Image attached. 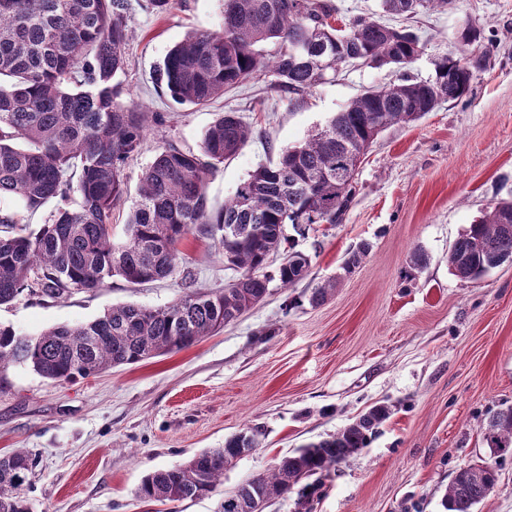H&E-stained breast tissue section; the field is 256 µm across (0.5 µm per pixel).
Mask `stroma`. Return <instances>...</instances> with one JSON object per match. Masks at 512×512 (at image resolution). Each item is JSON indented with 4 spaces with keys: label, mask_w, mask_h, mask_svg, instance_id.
<instances>
[{
    "label": "stroma",
    "mask_w": 512,
    "mask_h": 512,
    "mask_svg": "<svg viewBox=\"0 0 512 512\" xmlns=\"http://www.w3.org/2000/svg\"><path fill=\"white\" fill-rule=\"evenodd\" d=\"M128 23L121 99L165 122L126 166L129 193L112 223L118 242L126 238L139 177L162 142L198 150L218 114L230 110L251 127L247 144L208 181L216 213L281 148L303 143L363 89L400 76L364 65L291 95L269 75L210 107L180 105L154 71L189 31H222L224 0H174L162 14L149 0H129ZM392 24L425 45L409 67L415 79L431 78L468 26L479 31L475 47L489 53L491 65L475 74L467 100L379 134L342 223L317 224L303 235L286 228L294 249L311 258L305 279L291 288L271 284L237 321L179 351L73 382L17 365L0 372L7 382L0 455L23 448L34 457L30 512H218L225 493L375 404L387 405L389 417L368 448L325 478L313 512H443L441 498L459 468L488 461L483 428L512 407V263L469 284L451 274L448 253L491 203L512 192V0H457ZM363 241L370 254L341 276L347 252ZM181 249L197 289L209 292L233 278L209 239L189 235ZM416 252L425 262L413 270ZM336 275L335 293L310 305L311 289ZM183 293L177 276L141 285L115 277L96 292L21 297L0 306V324L36 337L115 305L164 307ZM253 425L262 429L258 447L225 468L215 493L166 504L137 497L147 474L223 447Z\"/></svg>",
    "instance_id": "obj_1"
}]
</instances>
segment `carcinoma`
Returning <instances> with one entry per match:
<instances>
[{
	"mask_svg": "<svg viewBox=\"0 0 512 512\" xmlns=\"http://www.w3.org/2000/svg\"><path fill=\"white\" fill-rule=\"evenodd\" d=\"M379 2L382 14L407 18L445 10L454 0ZM337 12L328 0H224V29L189 33L164 58L158 81L175 102L204 107L268 72L278 89L301 95L343 67L405 69L423 50L415 33L379 17L361 15L337 27L331 23ZM127 19V0H0V197H15L32 212L59 200L35 233L9 231L18 220L0 217V306L24 295L60 299L74 290L94 291L114 277L135 285L180 273L185 293L162 308L115 306L92 322L54 327L36 338L0 326V369L23 364L51 381L88 378L224 329L259 303L275 280L292 287L308 276L309 255L290 248L275 274L266 271L285 241V226L301 233L313 224L342 223L356 183L339 174L357 172L388 127L467 97L474 74L490 65L488 54L462 49L441 57L428 80L403 75L365 90L303 144L283 148L274 163L255 169L214 216L206 182L252 134L237 113L222 112L200 153L167 144L142 171L127 221L130 235L117 243L112 211L124 201L126 165L159 121L158 114L120 101L114 83L127 66ZM266 43L276 46L274 53H264ZM231 225L237 233L224 236ZM195 231L211 239L236 272L222 290L199 292L181 272L179 245ZM370 251L366 241L351 249L343 273H353ZM509 261L512 196L494 201L448 255L449 269L464 283ZM340 279L313 289L309 304L324 302ZM387 413L375 405L335 434L282 457L269 473L224 496L221 512H264L261 504L294 490L311 512L323 477L368 447ZM244 432L222 448L148 474L140 498L166 503L212 493L238 449L257 447L259 429ZM483 439L494 462L460 468L442 499L444 512H473L497 487L500 461L512 458V407L492 417ZM31 464L24 449L0 455V512H30Z\"/></svg>",
	"mask_w": 512,
	"mask_h": 512,
	"instance_id": "1",
	"label": "carcinoma"
}]
</instances>
